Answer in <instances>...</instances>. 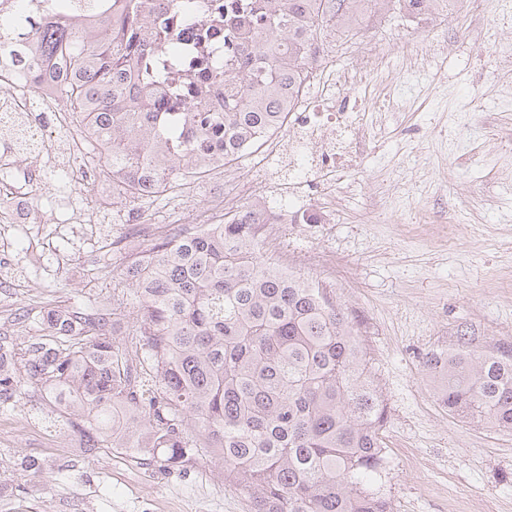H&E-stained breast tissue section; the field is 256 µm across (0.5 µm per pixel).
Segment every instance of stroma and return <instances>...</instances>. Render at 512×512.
Returning a JSON list of instances; mask_svg holds the SVG:
<instances>
[{
    "label": "stroma",
    "mask_w": 512,
    "mask_h": 512,
    "mask_svg": "<svg viewBox=\"0 0 512 512\" xmlns=\"http://www.w3.org/2000/svg\"><path fill=\"white\" fill-rule=\"evenodd\" d=\"M374 41L407 53L375 59L368 45L321 39L336 75L356 74L344 95L364 115L371 149L333 197L307 201L330 210L328 224L282 225L281 262L318 252L307 267L361 323L386 405L393 450V512H512V432L450 416L437 402L424 354L451 345L461 329L494 345L512 343V62L491 61L512 46V0H476L442 32H419L395 15L373 18ZM34 217L0 235L14 264L0 267V338L26 346L19 323L46 307L112 298L124 253L127 208L107 223L60 236L49 219L51 188L33 189ZM0 512H248V499L222 468L198 458L179 470H145L116 452L86 459L75 433L40 385L0 402ZM34 458L42 469L19 467Z\"/></svg>",
    "instance_id": "stroma-1"
}]
</instances>
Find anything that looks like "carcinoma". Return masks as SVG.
Wrapping results in <instances>:
<instances>
[{
	"label": "carcinoma",
	"mask_w": 512,
	"mask_h": 512,
	"mask_svg": "<svg viewBox=\"0 0 512 512\" xmlns=\"http://www.w3.org/2000/svg\"><path fill=\"white\" fill-rule=\"evenodd\" d=\"M0 14V71L47 77L88 133L108 141L112 203L195 182L212 157L233 164L277 131L307 80L311 43L381 10L430 24L451 0H247L231 39L253 55L224 74L236 93L218 112L154 111L166 75L143 64L147 33L167 21L128 0L80 20ZM244 211L150 247L151 270L117 273L112 308L61 310L27 347L0 343V400L41 385L86 457L114 448L174 470L208 456L248 495L250 512H393L385 489V410L355 325L334 290L270 262ZM135 321L125 326L127 305ZM448 414L512 431V344L485 350L462 332L423 357Z\"/></svg>",
	"instance_id": "obj_1"
}]
</instances>
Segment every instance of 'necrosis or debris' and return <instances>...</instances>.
<instances>
[{
  "label": "necrosis or debris",
  "mask_w": 512,
  "mask_h": 512,
  "mask_svg": "<svg viewBox=\"0 0 512 512\" xmlns=\"http://www.w3.org/2000/svg\"><path fill=\"white\" fill-rule=\"evenodd\" d=\"M194 17L176 16L171 20V35L153 53V62L166 70L171 78L172 92L155 104L158 112H188L195 102L209 106L224 102L223 81L201 76L195 63L203 57L223 56L232 63L240 53L239 46L228 45L226 32L236 19L226 0H199ZM309 77L305 88L299 89L291 111L281 131L270 134L264 141L266 156L276 160L287 158L289 166L301 175V183L322 195H330L335 186L326 182V174L341 170L346 156L355 146L363 145L365 132L358 121L356 109L336 98L313 99L311 86L323 84L334 65L332 55L320 46L310 54ZM84 130L46 81L0 83V142H29L23 155L27 164L23 176L10 187L13 220L26 212L33 187L42 184L53 170L73 169L80 182L97 186L106 184L107 177L98 155L85 159L80 154ZM226 190L221 199L211 201L199 212L201 224H220L239 214L240 195H249L257 213L256 235L268 257L276 255V235L273 225L300 218L307 224L327 223L325 210L306 211L295 194L268 196L266 181L261 175L239 178L224 176Z\"/></svg>",
  "instance_id": "1"
}]
</instances>
